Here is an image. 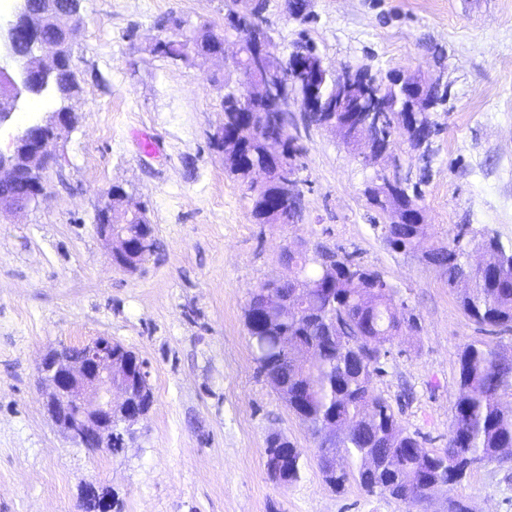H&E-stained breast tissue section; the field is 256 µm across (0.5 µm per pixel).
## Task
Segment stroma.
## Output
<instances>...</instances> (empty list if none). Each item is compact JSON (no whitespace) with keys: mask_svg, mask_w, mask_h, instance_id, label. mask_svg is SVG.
<instances>
[{"mask_svg":"<svg viewBox=\"0 0 512 512\" xmlns=\"http://www.w3.org/2000/svg\"><path fill=\"white\" fill-rule=\"evenodd\" d=\"M281 52L307 33L333 69L437 76L429 154L395 139L397 173L420 183L427 244L468 224L512 241V0H308L307 24L264 0ZM225 0H81L71 64L81 91L66 138L52 143L47 196L0 218V512H84L88 488L112 512H418L323 481L316 442L259 374L244 324L251 291L288 276L287 251L320 246L379 271L418 317L395 339L375 382L425 449L445 447L465 344L490 339L460 308L442 271L392 249L386 216L365 188L375 166L333 133L289 115L302 219L259 224L246 187L211 146L233 65H186L151 46L184 29H224ZM159 149L144 152L141 135ZM119 185L142 207L157 247L133 271L112 265L95 213ZM107 336L145 360L153 404L112 452L82 448L50 420L41 356ZM287 436L307 456L300 481H273L266 440ZM454 494L473 512H512V460L473 469Z\"/></svg>","mask_w":512,"mask_h":512,"instance_id":"stroma-1","label":"stroma"}]
</instances>
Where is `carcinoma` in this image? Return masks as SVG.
<instances>
[{
    "mask_svg": "<svg viewBox=\"0 0 512 512\" xmlns=\"http://www.w3.org/2000/svg\"><path fill=\"white\" fill-rule=\"evenodd\" d=\"M77 22L70 12L53 15L44 23L42 36L55 40ZM200 32V57L224 51L210 31ZM79 91L68 56L52 75L34 80L28 93L49 96L68 112L64 102ZM240 105L238 95L228 91L221 103L224 134L234 133L252 162L266 163L275 147H294L286 120H268L258 131L238 123ZM367 193L371 204L390 218L403 209L424 212L423 193L416 184L402 185L384 199L371 186ZM113 209L115 221L127 225L132 237L154 239L150 228L127 217L121 199H115ZM415 229L414 224L392 221L381 225L388 244L421 253L448 275V287L471 320L511 332L512 245L485 228H459L448 242L426 249ZM470 244L482 252L483 267L467 262ZM288 269V278L260 285L262 290L273 285V307L261 294L250 298L245 325L251 352L263 356L266 379L317 441L326 484L340 494L354 481L370 495L411 504L429 488L434 497H445L446 512H471L464 498L449 492L476 464L494 462L500 449L512 448V354L492 340L464 345L448 443L441 450H423L419 435L403 428L391 403L375 390V380L385 373V345L420 329L399 291L380 272L334 251L290 252ZM303 467L302 449L287 437L267 439L266 468L273 480L295 483Z\"/></svg>",
    "mask_w": 512,
    "mask_h": 512,
    "instance_id": "obj_1",
    "label": "carcinoma"
}]
</instances>
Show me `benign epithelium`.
I'll return each mask as SVG.
<instances>
[{"label":"benign epithelium","mask_w":512,"mask_h":512,"mask_svg":"<svg viewBox=\"0 0 512 512\" xmlns=\"http://www.w3.org/2000/svg\"><path fill=\"white\" fill-rule=\"evenodd\" d=\"M8 19L0 23V54L16 65L15 71L0 66V90L15 94L20 91L17 76H42L63 56L64 46L71 45L72 33L66 43L46 42L41 28L47 16L71 0H11ZM235 17L244 16L250 23L249 32L235 37V60L246 59L243 75L249 84L243 96L247 102L250 123L259 125L266 112H287L295 101H300L304 112H325L320 88L326 79L336 84L339 92L338 112L352 113L351 120L329 122L327 129L337 131L348 143L362 142L364 162L375 161L390 153L391 134L386 124V109L379 101L380 94L370 84H360L353 77V69L345 67L331 71L317 64L302 51L292 50L282 56L264 25L261 14L250 9L231 11ZM25 40L32 53L20 58L16 45ZM394 84L406 93V104L397 111L409 147L427 150L433 132L417 127L414 117L429 110L426 92L439 82L421 80L409 72L393 75ZM306 90L305 96L296 98L293 85ZM70 127V117L52 112L46 119L29 123L16 136L13 149L0 150V183L13 182L20 175L29 179V192L24 198L0 197V215H12L37 203L46 196L42 172L54 159L49 145ZM275 167L254 168L251 174H263L262 180L251 179L253 187L266 188L273 175H278L281 193L293 196L299 184V166L293 152L272 151ZM99 237L109 246L112 264L133 271L134 253L140 243L131 240L120 224L96 222ZM39 374L48 385L44 408L51 420L79 447L102 448L110 437L117 447L123 446L122 423H134L146 415L130 399L132 382L125 378L129 366L112 352V339L98 337L80 347V354L69 355L50 351L41 359Z\"/></svg>","instance_id":"benign-epithelium-1"}]
</instances>
